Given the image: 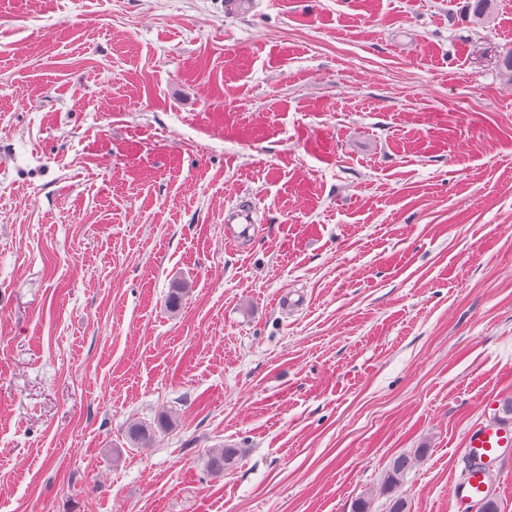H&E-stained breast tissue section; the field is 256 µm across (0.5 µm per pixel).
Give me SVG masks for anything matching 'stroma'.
<instances>
[{
	"mask_svg": "<svg viewBox=\"0 0 512 512\" xmlns=\"http://www.w3.org/2000/svg\"><path fill=\"white\" fill-rule=\"evenodd\" d=\"M510 47L512 0H0V512H387L403 454L452 512L512 398ZM172 426L170 415L161 414L157 417L156 427L139 422L130 423L126 430L129 443L135 448H149L153 444L155 430H165ZM240 455V449L221 446L208 450L207 467L215 475H224V470L232 468ZM409 463L410 460L406 456H398L391 461L380 487V494H389L400 484Z\"/></svg>",
	"mask_w": 512,
	"mask_h": 512,
	"instance_id": "stroma-1",
	"label": "stroma"
}]
</instances>
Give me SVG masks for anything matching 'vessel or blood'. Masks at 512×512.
Segmentation results:
<instances>
[{"label":"vessel or blood","instance_id":"vessel-or-blood-1","mask_svg":"<svg viewBox=\"0 0 512 512\" xmlns=\"http://www.w3.org/2000/svg\"><path fill=\"white\" fill-rule=\"evenodd\" d=\"M512 450V427L490 423L471 427L465 434V455L478 462L477 468L451 485L456 512H473L487 496L493 481L492 467Z\"/></svg>","mask_w":512,"mask_h":512}]
</instances>
